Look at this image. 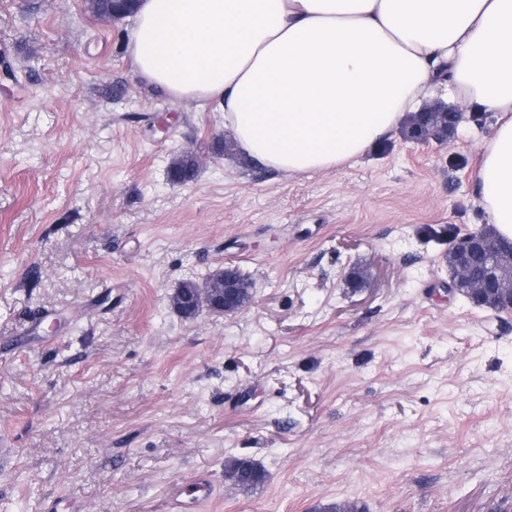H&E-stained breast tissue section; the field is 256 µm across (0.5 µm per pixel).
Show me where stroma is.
I'll return each mask as SVG.
<instances>
[{
	"label": "stroma",
	"mask_w": 512,
	"mask_h": 512,
	"mask_svg": "<svg viewBox=\"0 0 512 512\" xmlns=\"http://www.w3.org/2000/svg\"><path fill=\"white\" fill-rule=\"evenodd\" d=\"M131 28L0 0V512H168L180 487L198 512H512V311L448 291L494 114L434 96L464 116L446 141L406 116L343 167L274 172L134 77ZM228 266L246 308L173 310ZM230 456L265 482L225 483ZM214 274L204 283L184 282L172 296V306L184 318H193L200 310L195 304V298L203 289H214Z\"/></svg>",
	"instance_id": "stroma-1"
}]
</instances>
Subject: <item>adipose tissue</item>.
Masks as SVG:
<instances>
[{"instance_id":"obj_1","label":"adipose tissue","mask_w":512,"mask_h":512,"mask_svg":"<svg viewBox=\"0 0 512 512\" xmlns=\"http://www.w3.org/2000/svg\"><path fill=\"white\" fill-rule=\"evenodd\" d=\"M135 77L216 105L260 165L315 174L360 157L435 91L496 116L476 193L512 239V0H139Z\"/></svg>"}]
</instances>
